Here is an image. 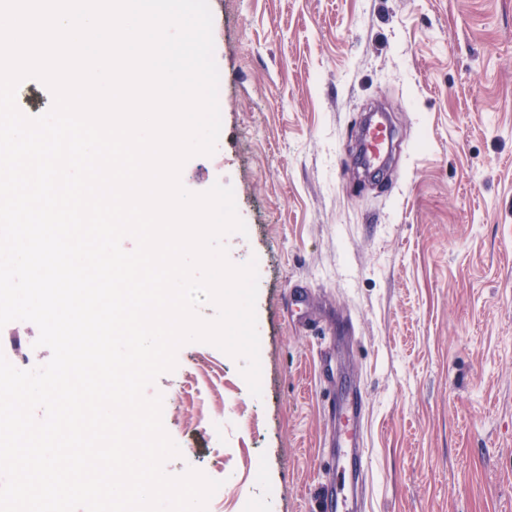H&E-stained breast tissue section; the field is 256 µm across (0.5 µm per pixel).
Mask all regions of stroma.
Masks as SVG:
<instances>
[{"instance_id":"obj_1","label":"stroma","mask_w":512,"mask_h":512,"mask_svg":"<svg viewBox=\"0 0 512 512\" xmlns=\"http://www.w3.org/2000/svg\"><path fill=\"white\" fill-rule=\"evenodd\" d=\"M209 3L221 133L180 182L231 187L252 229L224 243L257 263L262 394L182 345L146 390L180 449L165 473L221 481L206 512H315L329 400L360 386L367 512H512V0ZM377 104L400 146L367 179ZM38 335L13 321L0 346L41 366Z\"/></svg>"}]
</instances>
